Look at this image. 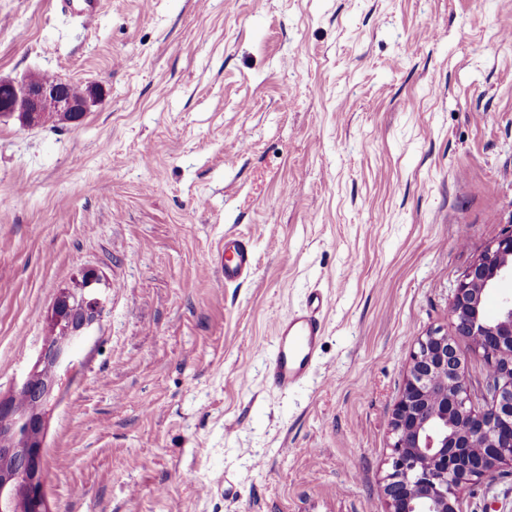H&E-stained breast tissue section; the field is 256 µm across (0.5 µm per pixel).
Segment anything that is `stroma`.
Masks as SVG:
<instances>
[{"instance_id": "obj_1", "label": "stroma", "mask_w": 512, "mask_h": 512, "mask_svg": "<svg viewBox=\"0 0 512 512\" xmlns=\"http://www.w3.org/2000/svg\"><path fill=\"white\" fill-rule=\"evenodd\" d=\"M510 30L512 0H0V79L103 92L76 124L0 117V399L86 270L103 302L42 409L49 512H386L417 341L512 225ZM315 290L322 354L273 388ZM464 498L512 512V472ZM61 10L84 19L95 18L101 8V0H59ZM252 254L248 246L234 235L224 237V259L218 273L224 283H234L245 279L252 271ZM329 306L328 295L313 291L303 308L276 322L274 345L268 356V377L275 388L292 389L311 375L320 356V315Z\"/></svg>"}]
</instances>
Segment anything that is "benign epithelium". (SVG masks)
I'll list each match as a JSON object with an SVG mask.
<instances>
[{"label": "benign epithelium", "instance_id": "benign-epithelium-1", "mask_svg": "<svg viewBox=\"0 0 512 512\" xmlns=\"http://www.w3.org/2000/svg\"><path fill=\"white\" fill-rule=\"evenodd\" d=\"M63 79L30 75L0 80L6 96L0 113L18 115L26 126L42 125L41 114L72 112L84 117L98 97L88 86L79 95ZM512 280V226L463 273L449 305L451 331H430L413 352L406 384L393 410L395 437L390 471L381 485L387 512H464L462 492L512 469V297L497 314H485L486 294ZM85 287L59 296L53 307L54 335L39 366L6 400H0V512H48L44 496L42 407L58 385V371L102 314L100 299ZM484 362L479 390L471 388L468 358L460 339Z\"/></svg>", "mask_w": 512, "mask_h": 512}]
</instances>
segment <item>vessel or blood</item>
<instances>
[{"mask_svg":"<svg viewBox=\"0 0 512 512\" xmlns=\"http://www.w3.org/2000/svg\"><path fill=\"white\" fill-rule=\"evenodd\" d=\"M62 11L95 18L101 0H59ZM252 254L248 246L235 236L224 238V259L218 269L225 282L245 279L252 271ZM330 305L328 295L311 292L303 308L280 319L274 330V345L268 356V377L280 390L294 388L305 381L318 361L323 336L320 319Z\"/></svg>","mask_w":512,"mask_h":512,"instance_id":"obj_1","label":"vessel or blood"}]
</instances>
